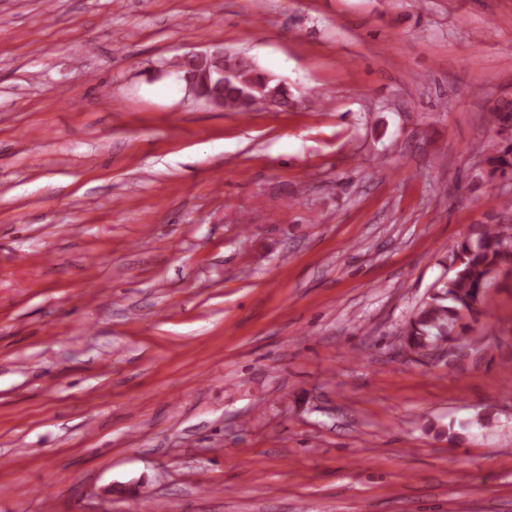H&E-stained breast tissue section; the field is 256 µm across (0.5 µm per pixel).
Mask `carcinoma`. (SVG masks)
I'll use <instances>...</instances> for the list:
<instances>
[{"mask_svg":"<svg viewBox=\"0 0 512 512\" xmlns=\"http://www.w3.org/2000/svg\"><path fill=\"white\" fill-rule=\"evenodd\" d=\"M222 66L235 71L231 76L213 73V80L206 90L224 99V106L237 112H253L255 99L247 84L264 85V94L279 105H290L292 96L286 86L270 79V74L254 63L242 58H225ZM485 163L491 178L512 176V138L492 146ZM501 224H484L480 231L452 244L448 250L451 275L439 278L426 297L416 306L412 315L400 329L404 349L425 358L436 349L439 341L447 342L453 336H466L468 318L481 314L490 315L486 307V293L496 275L504 268H512V201L503 205Z\"/></svg>","mask_w":512,"mask_h":512,"instance_id":"obj_1","label":"carcinoma"}]
</instances>
